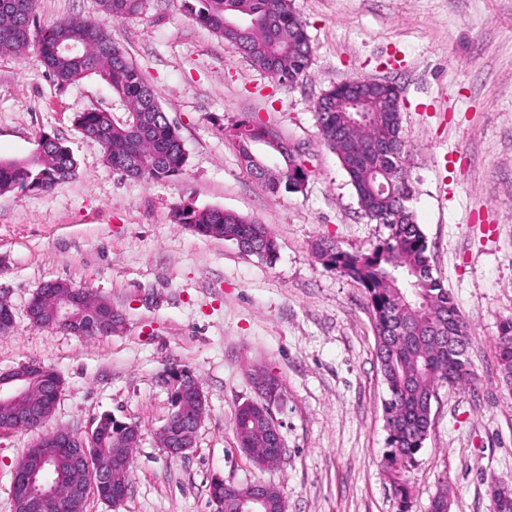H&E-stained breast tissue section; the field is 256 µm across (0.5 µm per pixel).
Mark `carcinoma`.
<instances>
[{"label":"carcinoma","instance_id":"obj_1","mask_svg":"<svg viewBox=\"0 0 512 512\" xmlns=\"http://www.w3.org/2000/svg\"><path fill=\"white\" fill-rule=\"evenodd\" d=\"M22 13H0V55L23 53L35 41L38 62L60 87L97 75L123 103L126 113L117 120L110 112H83L76 123L102 147L108 167L134 179L160 180L182 174L187 158L183 141L160 102L138 122L135 114L151 86L113 40L108 20H123L143 13L148 0H98L100 19L61 18L41 25L36 19V0H18ZM190 15L200 25L224 38L258 69L280 82L291 83L304 76L310 63V45L305 23L291 0H195ZM244 19L249 31L240 33L228 24ZM65 30L74 37L87 31L95 38L81 45L79 55L57 54L46 33ZM332 97L329 112L316 109L322 139L338 156L349 175L358 204L369 220L382 225L386 236L368 252H348L329 238L312 244L322 264L364 289L376 336V356L387 386L383 418L388 432L382 466L389 474L399 512H409L410 474L431 425L432 400L442 384L461 385L471 379L468 349L469 328L453 297L433 275L427 239L407 206L413 186L405 169L406 142L400 113L382 111V104L368 99L361 106L364 116L354 122L349 98L340 85L325 90ZM270 128L245 121L238 128V152L246 168L256 171L267 188L276 193L295 191L294 180L308 179L301 163L290 155L266 171H259L250 150ZM72 153L60 142L46 144L42 152L24 160L0 161V191L12 189L48 191L76 172ZM389 176L381 188L377 169ZM174 217L201 237L231 240L241 251L265 261L276 257L277 242L270 227L221 208H175ZM67 290L82 307L97 316H112V304L70 282L49 280L44 291ZM495 354L508 387H512V316L500 320ZM270 401L239 405L233 429L238 448L265 456V466L278 462L270 439ZM86 442L92 460L128 457L130 445L125 427L110 413L102 414ZM490 496L497 512H512V487L493 485ZM210 500H224V512H233L232 495L217 481L209 485Z\"/></svg>","mask_w":512,"mask_h":512}]
</instances>
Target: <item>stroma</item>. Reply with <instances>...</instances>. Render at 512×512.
I'll use <instances>...</instances> for the list:
<instances>
[{
	"instance_id": "obj_1",
	"label": "stroma",
	"mask_w": 512,
	"mask_h": 512,
	"mask_svg": "<svg viewBox=\"0 0 512 512\" xmlns=\"http://www.w3.org/2000/svg\"><path fill=\"white\" fill-rule=\"evenodd\" d=\"M293 6L311 63L291 85L197 24L185 0H150L140 17L112 23L113 40L182 137L185 171L166 180L113 172L78 128L83 112L124 115L100 77L63 88L35 48L0 57V159L30 156L44 132L77 161L76 175L51 191L0 194V291L14 312L11 333L0 335V372L35 360L61 375L48 430L84 434L109 412L141 431L124 504L115 509L92 494L84 512H213L216 474L278 485L287 512H399L381 465L387 390L364 290L311 251L320 237L366 251L386 234L362 214L314 112L323 90L358 77L401 88L410 207L433 274L473 336L472 386L441 387L432 402L410 512H427L444 486L450 512H490V485H512V393L494 350L499 321L512 314V0ZM242 120L297 146L309 171L301 192L272 193L245 169L234 137ZM181 203L269 225L276 259L195 235L171 217ZM49 280L107 299L124 329L80 337L34 327L28 303ZM175 364L195 373L207 398L182 457L158 444L170 405L157 375ZM256 369L279 379L283 397L273 415L285 452L265 470L239 451L232 429L238 406L258 398ZM36 438L0 431V512H13L15 470Z\"/></svg>"
}]
</instances>
